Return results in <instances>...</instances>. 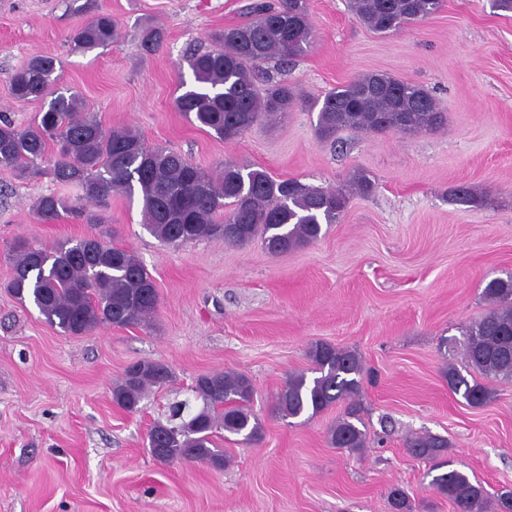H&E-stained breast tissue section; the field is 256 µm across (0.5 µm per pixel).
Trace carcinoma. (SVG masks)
<instances>
[{
    "label": "carcinoma",
    "mask_w": 512,
    "mask_h": 512,
    "mask_svg": "<svg viewBox=\"0 0 512 512\" xmlns=\"http://www.w3.org/2000/svg\"><path fill=\"white\" fill-rule=\"evenodd\" d=\"M443 0H348L351 13L370 30L387 34L437 13ZM84 16L68 36L82 52L107 47L119 37V22L99 0L76 7ZM313 39L307 0L257 3L253 18L226 26L212 36L215 48L188 59L194 84L176 97L175 106L201 128L224 142H235L264 117L305 109L288 81L271 77L257 84L255 71L269 61L300 56ZM57 60L37 56L14 70L9 82L15 98L43 103L33 123L19 127L0 115V168L23 179L48 177L74 186V199L49 194L34 204L38 220L53 224L65 214L87 223L94 210H105L112 197L139 194L145 228L163 244L218 238L232 245L256 239L271 255L285 254L316 241L323 225L343 218L353 194L370 195L375 181L352 173L346 185L328 189L277 180L267 171L245 170L226 162L210 176L182 154L163 146L148 147L129 128L105 129L81 115L79 96L53 94ZM447 124L433 95L419 84L383 73L358 76L323 96L315 124L321 141L335 142L343 131L419 134ZM57 154L48 157V147ZM11 274L5 288L21 303L32 304L49 325L65 336L87 335L102 326L150 324L158 306L154 279L135 254L95 237L68 239L54 247L19 239L10 247ZM490 310L462 331L467 374L512 380V274L494 278L483 291ZM315 376H288L276 408L285 417L316 416L335 406L344 412L329 430L335 448L357 452L367 447L361 422L363 363L359 355L327 343L309 348ZM448 387L472 406L492 397L489 387L468 379L454 365L445 372ZM172 377L156 361L127 367L112 388V400L128 412L139 410L148 390ZM192 391L202 409L179 424L156 423L148 433L152 457L160 463L200 462L215 468L226 463L216 444L221 431L250 445L263 427L252 412L254 384L245 374L216 371L199 375ZM408 453L433 462L430 487L456 512H512V488L490 494L477 479L448 468V439L432 434L406 441ZM391 512H412L400 487L388 491Z\"/></svg>",
    "instance_id": "carcinoma-1"
}]
</instances>
